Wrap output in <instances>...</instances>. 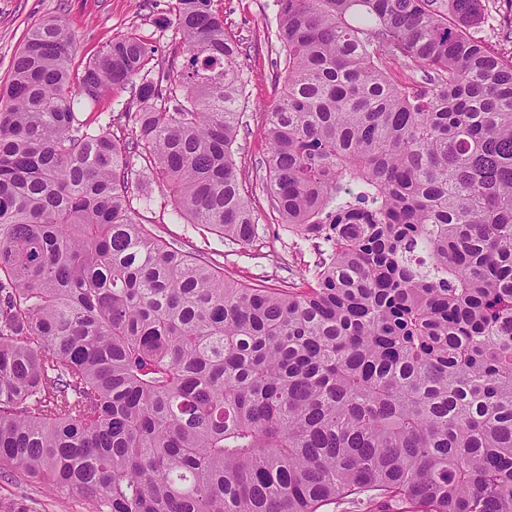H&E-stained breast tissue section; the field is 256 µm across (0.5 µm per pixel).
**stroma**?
Segmentation results:
<instances>
[{"instance_id": "stroma-1", "label": "stroma", "mask_w": 512, "mask_h": 512, "mask_svg": "<svg viewBox=\"0 0 512 512\" xmlns=\"http://www.w3.org/2000/svg\"><path fill=\"white\" fill-rule=\"evenodd\" d=\"M177 0H0V88L8 83L11 65L26 36L37 24L62 20L76 37L72 78H79L85 65L113 38L135 33L155 49L149 63L153 71H167L175 50L181 47V34L172 20ZM212 8L226 19L225 32L242 40L245 49L240 58L243 70L247 126L239 136L235 152L237 172L261 228L246 246L220 241L211 230L188 223L174 209L169 188L148 169L145 160H137L138 177L133 181V198H150L141 208L143 224L184 250L199 254L219 266L224 278L242 284L260 283L271 287L300 282L320 257L317 241L296 235L288 225L279 223L264 191L266 141L262 125L264 110L278 96L285 72L284 52L276 38L277 11L274 0H212ZM168 18L160 26V18ZM140 104L133 85L107 91L93 104L81 105L90 117L112 118L114 137L131 134L127 113L138 111ZM23 496L36 512H84L81 499L51 495L42 485L13 469L0 471V497Z\"/></svg>"}]
</instances>
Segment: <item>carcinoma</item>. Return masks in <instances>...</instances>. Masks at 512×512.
Returning <instances> with one entry per match:
<instances>
[{
  "mask_svg": "<svg viewBox=\"0 0 512 512\" xmlns=\"http://www.w3.org/2000/svg\"><path fill=\"white\" fill-rule=\"evenodd\" d=\"M177 0L183 62L32 28L0 92V467L86 512H512V56L483 0H274L287 76L265 109L279 222L310 279L224 281L133 206L248 245L242 44ZM411 72L398 83L390 64ZM140 79L123 140L80 118ZM0 512H35L24 497ZM487 5L488 16L487 21L478 29H475L473 35L481 37L485 43L495 51L508 52L511 49V43L506 42L502 19L511 13V2L506 0H485ZM501 24V26H500Z\"/></svg>",
  "mask_w": 512,
  "mask_h": 512,
  "instance_id": "carcinoma-1",
  "label": "carcinoma"
}]
</instances>
